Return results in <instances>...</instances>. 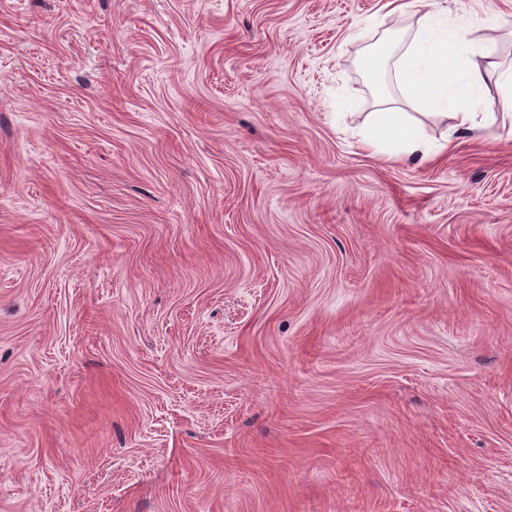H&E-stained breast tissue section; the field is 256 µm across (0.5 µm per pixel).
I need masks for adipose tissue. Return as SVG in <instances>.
<instances>
[{
  "label": "adipose tissue",
  "mask_w": 512,
  "mask_h": 512,
  "mask_svg": "<svg viewBox=\"0 0 512 512\" xmlns=\"http://www.w3.org/2000/svg\"><path fill=\"white\" fill-rule=\"evenodd\" d=\"M410 6L421 11V26L412 36L382 43L371 69L395 81L406 102L420 110L450 112L461 124L473 123L486 76L479 62L490 58L491 39H475L465 29L449 27L437 0H410ZM364 142H387L405 154L425 150L417 129L401 112L374 113Z\"/></svg>",
  "instance_id": "obj_1"
}]
</instances>
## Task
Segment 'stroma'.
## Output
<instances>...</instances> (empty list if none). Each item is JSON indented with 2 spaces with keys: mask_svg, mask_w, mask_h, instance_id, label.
Listing matches in <instances>:
<instances>
[{
  "mask_svg": "<svg viewBox=\"0 0 512 512\" xmlns=\"http://www.w3.org/2000/svg\"><path fill=\"white\" fill-rule=\"evenodd\" d=\"M386 2L0 0V512H512V119L365 146Z\"/></svg>",
  "mask_w": 512,
  "mask_h": 512,
  "instance_id": "35a3bbf8",
  "label": "stroma"
}]
</instances>
